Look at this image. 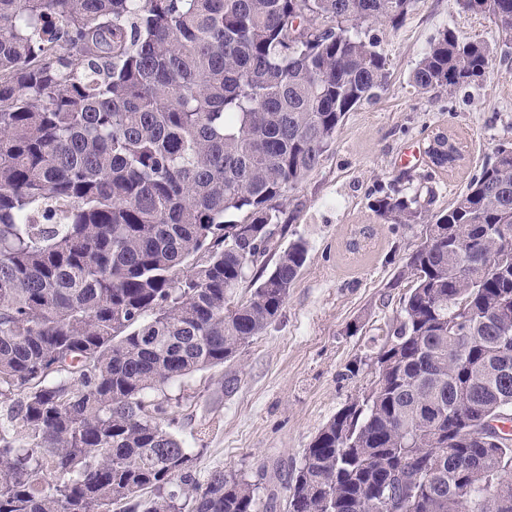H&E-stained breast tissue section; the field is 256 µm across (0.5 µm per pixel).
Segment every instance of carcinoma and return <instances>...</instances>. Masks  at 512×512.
Instances as JSON below:
<instances>
[{"instance_id": "carcinoma-1", "label": "carcinoma", "mask_w": 512, "mask_h": 512, "mask_svg": "<svg viewBox=\"0 0 512 512\" xmlns=\"http://www.w3.org/2000/svg\"><path fill=\"white\" fill-rule=\"evenodd\" d=\"M475 1L512 41V0ZM412 3L0 0V512H257L248 480L196 481L160 392L280 314L308 249L267 269L278 201L387 82L354 29ZM491 54L447 29L412 83L451 92ZM458 141L433 133L432 165ZM370 207L423 242L377 389L315 436L283 512H512V437L456 424L512 420V143L446 211Z\"/></svg>"}]
</instances>
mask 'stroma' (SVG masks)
<instances>
[{
    "label": "stroma",
    "mask_w": 512,
    "mask_h": 512,
    "mask_svg": "<svg viewBox=\"0 0 512 512\" xmlns=\"http://www.w3.org/2000/svg\"><path fill=\"white\" fill-rule=\"evenodd\" d=\"M493 50L486 79L454 91H418L412 72L444 30ZM385 59L379 97L348 112L318 167L282 200L268 264L303 239L307 261L275 321L223 366L168 386L179 400L173 431L195 454L193 474L214 472L269 486L286 496L287 473L336 411L369 390L370 362L396 315L401 289L391 281L423 240L418 224H397L370 207L378 187L398 183L408 196L447 209L467 182L512 142V54L494 20L454 0H414L399 24L366 23ZM457 134L464 158L444 172L429 160L402 166L400 156L426 149L437 129ZM236 374L233 392L224 376Z\"/></svg>",
    "instance_id": "35a3bbf8"
}]
</instances>
